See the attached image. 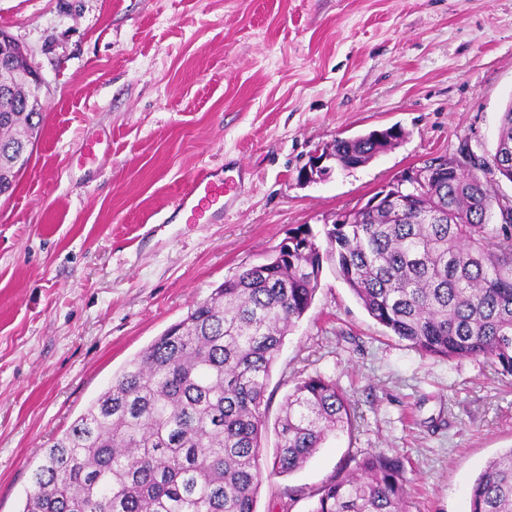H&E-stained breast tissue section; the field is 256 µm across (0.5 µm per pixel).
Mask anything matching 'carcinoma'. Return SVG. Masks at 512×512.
<instances>
[{
  "mask_svg": "<svg viewBox=\"0 0 512 512\" xmlns=\"http://www.w3.org/2000/svg\"><path fill=\"white\" fill-rule=\"evenodd\" d=\"M13 68L0 71V195L29 165L42 106L23 74V49L0 42ZM390 143L373 134L333 141L336 166L367 164ZM512 107L495 152L466 147L444 181L414 189L413 206L362 210L333 224L322 248L312 229L289 233L265 264L244 268L130 360L49 446L22 512H256L263 482L260 438L273 364L311 307L324 259L368 314L416 350L488 360L512 375ZM354 408L336 381L297 377L284 397L271 471L295 472L328 437L352 426ZM404 463L381 451L331 476L311 512H409ZM469 512H512V447L475 479Z\"/></svg>",
  "mask_w": 512,
  "mask_h": 512,
  "instance_id": "carcinoma-1",
  "label": "carcinoma"
}]
</instances>
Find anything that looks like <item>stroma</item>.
<instances>
[{
    "label": "stroma",
    "mask_w": 512,
    "mask_h": 512,
    "mask_svg": "<svg viewBox=\"0 0 512 512\" xmlns=\"http://www.w3.org/2000/svg\"><path fill=\"white\" fill-rule=\"evenodd\" d=\"M0 29L44 79L29 166L0 196V512H20L37 448L224 280L433 157L490 154L512 101V0H0ZM394 125L367 165L302 181L316 149ZM208 169L231 173L233 209L173 214ZM315 373L353 427L266 474L257 512H310L373 450L403 456L410 512H466L512 446V376L418 352L329 259L271 371L262 463L293 377Z\"/></svg>",
    "instance_id": "obj_1"
}]
</instances>
